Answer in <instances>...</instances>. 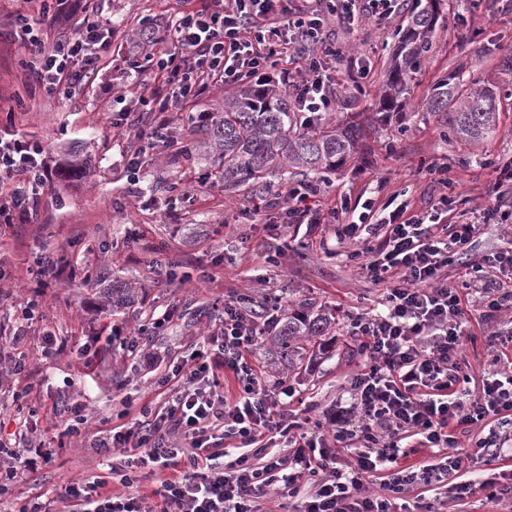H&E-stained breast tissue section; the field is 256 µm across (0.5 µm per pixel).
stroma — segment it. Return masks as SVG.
Returning a JSON list of instances; mask_svg holds the SVG:
<instances>
[{"instance_id": "35a3bbf8", "label": "stroma", "mask_w": 512, "mask_h": 512, "mask_svg": "<svg viewBox=\"0 0 512 512\" xmlns=\"http://www.w3.org/2000/svg\"><path fill=\"white\" fill-rule=\"evenodd\" d=\"M114 30L111 50L99 71L69 97H46L25 84L27 56L20 38L25 21L38 17L41 0H0V118H11L19 135L41 142L51 168L62 170L41 196L38 221L0 229V346H8L27 302L38 304V316L19 349H10L0 366L24 363L19 375L0 384V443L18 445V421L27 417L38 430L62 428L67 410L80 408L87 423L81 435L64 437L54 447L55 461L36 475L0 482V512H17L27 502H45L48 512H64L55 491L78 478L104 475L90 443L93 435L126 423L143 404L158 406L174 380L168 361L183 362L196 345L216 331L224 315L215 299L244 293L260 310L270 292L282 294L286 314L324 311L331 326L324 351L289 370L277 359L269 336L258 340L256 357L267 387L290 386L315 421H325L339 404H349L350 383L364 361L349 334L358 315L378 312L383 286L368 281L350 252L356 242L337 240L333 224L290 225L271 236L262 224H241L244 206L258 191L226 192L213 182L197 192L200 171L211 163H174L187 123L175 117L173 141L146 156L140 181L131 184L121 155L136 146L132 131L112 127V96L119 85L139 79L124 48L143 22L168 25L177 0H88ZM432 51L411 83L403 111L379 112V99L393 64L402 19L383 30L351 32L333 27L332 34L371 62V78L360 84L355 71H336V110L325 118L331 127L354 126L355 153L321 182L324 202L347 196L352 201L385 202L403 194L408 211L430 209L441 193L455 199L454 208L469 212L487 204L484 189L492 175L485 159H512V98L499 106L496 136L478 144L453 138L452 115L425 108L433 86L452 74L486 86L512 88V12L498 10L494 0H442ZM463 15L466 28L453 27ZM447 184H439L440 175ZM193 196L177 202V216L164 212L169 183ZM58 251L73 273L39 288L36 265L45 250ZM284 250L280 267L265 257ZM181 264L187 283L163 284L161 264ZM129 288L134 298L112 306L113 288ZM162 329H154L158 318ZM467 334L463 352L469 387L478 390L494 369L490 336H512V310L486 314L474 303L462 317ZM154 329L150 342L132 349L113 341ZM54 334L55 345L45 342ZM90 343L84 366L71 363L75 344Z\"/></svg>"}]
</instances>
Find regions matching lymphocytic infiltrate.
I'll list each match as a JSON object with an SVG mask.
<instances>
[{"mask_svg":"<svg viewBox=\"0 0 512 512\" xmlns=\"http://www.w3.org/2000/svg\"><path fill=\"white\" fill-rule=\"evenodd\" d=\"M395 17L394 0H199L163 33L130 42L128 59L145 58L148 73L135 92L116 91L112 125L128 129L131 113H153L152 124L135 129L136 137L163 145L172 138L170 112L196 103L210 87L231 89L273 72L295 111L323 118L336 109L331 72L337 65L356 66L364 79L371 72L368 59L328 38L326 28L382 29ZM112 37L110 23L86 18L52 45L30 39L31 88L70 95L95 74ZM485 166L495 175L486 190L489 202L470 221L443 223L453 204L448 195L420 215H407L400 205L377 221L375 244L354 251L366 277L384 285L386 310L353 323L365 363L351 381V407L337 409L330 431L317 434L309 418L290 409L291 388L262 386L254 347L263 325L278 323L280 297L270 298L260 320L250 321L244 311L252 300L239 294L225 300L224 326L210 336L209 348L173 366L177 387L162 413L143 407L132 426L94 437L100 454L121 456L124 493L109 491L98 475L69 482L57 499L71 512H264V500L280 484L286 491L282 512H443L444 500L410 502L406 496L512 447V356L496 354L497 370L471 392L461 373L460 324L470 293L492 311L512 305V239L484 262L466 264L456 281L446 274L482 227L512 223L503 191L512 164L489 160ZM52 180L40 142L0 135V182L10 186L0 194L1 224L30 221ZM272 209L287 224H340L350 203L344 198L326 205L315 186L285 185L243 213L261 224ZM340 226L348 238L360 230L353 223ZM224 370L238 385L231 402L220 382ZM490 418L495 429L463 448L461 435ZM278 435L295 447L290 462L270 450ZM422 448L438 462L407 464ZM53 456L42 440L0 448V470L11 477L32 473ZM145 470L162 475L147 496L136 491ZM378 472L384 475L380 496L364 484ZM150 496L156 499L151 508L145 505Z\"/></svg>","mask_w":512,"mask_h":512,"instance_id":"obj_1","label":"lymphocytic infiltrate"}]
</instances>
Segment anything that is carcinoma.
<instances>
[{"label":"carcinoma","instance_id":"obj_1","mask_svg":"<svg viewBox=\"0 0 512 512\" xmlns=\"http://www.w3.org/2000/svg\"><path fill=\"white\" fill-rule=\"evenodd\" d=\"M441 0H413L405 11L406 25L400 32L395 62L381 95L383 112H399L410 94L413 74L433 47ZM500 99L497 90L479 87L460 75L440 81L427 101L429 112H452V134L468 142L489 138L496 130ZM288 97L275 86L250 82L224 95V107L189 121L188 135L196 137L194 153L214 158L215 177L230 192L260 187L273 174L288 177L299 169L313 182L343 163L356 149V129H327L316 120L303 124ZM327 319L318 314L290 316L272 338L282 361L294 369L306 358L307 347L298 336H323Z\"/></svg>","mask_w":512,"mask_h":512}]
</instances>
